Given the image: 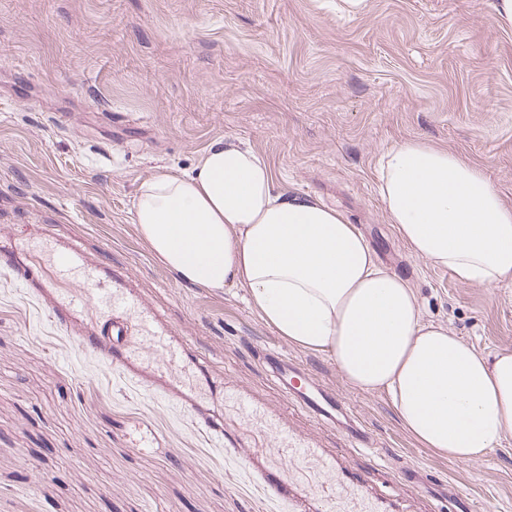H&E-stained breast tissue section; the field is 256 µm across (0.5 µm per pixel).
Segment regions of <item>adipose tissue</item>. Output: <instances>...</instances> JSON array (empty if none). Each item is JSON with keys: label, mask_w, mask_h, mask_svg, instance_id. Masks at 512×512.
<instances>
[{"label": "adipose tissue", "mask_w": 512, "mask_h": 512, "mask_svg": "<svg viewBox=\"0 0 512 512\" xmlns=\"http://www.w3.org/2000/svg\"><path fill=\"white\" fill-rule=\"evenodd\" d=\"M378 180L417 257L466 283L512 282V207L481 168L415 140L382 153ZM133 222L180 282L246 289L278 336L331 355L351 386L386 391L423 447L469 463L512 436V351L479 353L423 321L409 281L379 264L357 225L288 194L254 149L221 138L191 170L160 169L139 184Z\"/></svg>", "instance_id": "adipose-tissue-1"}]
</instances>
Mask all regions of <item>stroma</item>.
Returning a JSON list of instances; mask_svg holds the SVG:
<instances>
[{"label": "stroma", "instance_id": "obj_1", "mask_svg": "<svg viewBox=\"0 0 512 512\" xmlns=\"http://www.w3.org/2000/svg\"><path fill=\"white\" fill-rule=\"evenodd\" d=\"M491 3L0 0V512H512V438L470 464L422 448L385 392L288 344L245 289L178 282L132 222L158 168L243 142L357 224L425 319L512 350V282L424 262L378 194L381 152L423 140L512 207V27ZM269 351L384 456L287 399Z\"/></svg>", "mask_w": 512, "mask_h": 512}]
</instances>
